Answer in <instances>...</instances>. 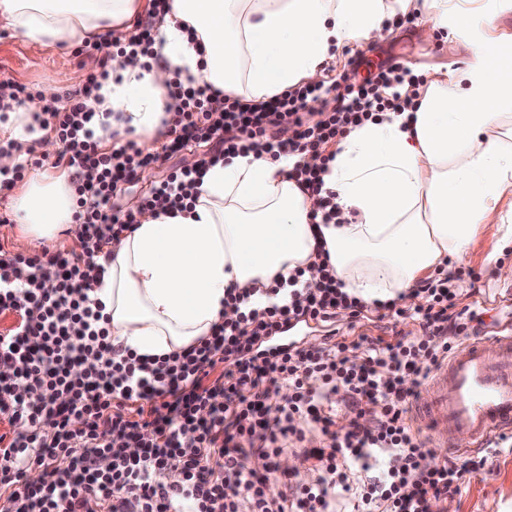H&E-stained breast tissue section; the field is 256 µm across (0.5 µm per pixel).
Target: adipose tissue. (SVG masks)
<instances>
[{
	"label": "adipose tissue",
	"mask_w": 512,
	"mask_h": 512,
	"mask_svg": "<svg viewBox=\"0 0 512 512\" xmlns=\"http://www.w3.org/2000/svg\"><path fill=\"white\" fill-rule=\"evenodd\" d=\"M423 14L429 29L465 10L464 0H169L157 25L160 63L111 59L92 102L110 129L148 142L161 128L174 69L196 83L255 103L322 79L333 48L383 36L392 6ZM151 0H0V28L27 42L74 46L125 39ZM412 124L392 116L351 131L325 188L352 224H315L313 201L291 179L287 158L236 156L211 167L191 211L146 214L112 247L95 295L111 317L114 342L163 355L208 336L225 290L266 288L312 262L325 246L337 278L365 300L411 288L451 256L464 254L487 225L512 238V77L488 67L429 83ZM33 98L0 122V136L55 140L33 130ZM7 206L32 244L75 229L65 173L34 172Z\"/></svg>",
	"instance_id": "ef3b65f1"
}]
</instances>
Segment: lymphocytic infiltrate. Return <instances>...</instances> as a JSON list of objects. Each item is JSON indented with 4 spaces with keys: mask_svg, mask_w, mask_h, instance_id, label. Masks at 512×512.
Wrapping results in <instances>:
<instances>
[{
    "mask_svg": "<svg viewBox=\"0 0 512 512\" xmlns=\"http://www.w3.org/2000/svg\"><path fill=\"white\" fill-rule=\"evenodd\" d=\"M102 67L82 86L45 106L36 121L62 149L79 225L70 247L27 255L0 238V512H432L457 494L464 475L485 472L512 447L501 435L467 455L437 456L410 412L417 389L467 333L456 281L474 269H436L418 288L368 302L336 278L327 252L322 276L305 270L276 280L281 305L254 307L250 288H232L224 306L235 318L183 350L142 356L113 343L104 304L94 296L111 246L135 230L143 212L191 209L205 171L224 158L252 153L296 157L292 176L322 208L324 223L346 218L323 195L335 147L356 127L388 112L419 107L423 75L399 63L373 64L336 95V106L304 116L318 86H296L246 105L209 85L173 79L162 124L175 147L201 149L195 167L169 166L168 150L148 151L123 136L104 141L88 106L109 76L111 56L151 64L149 30L122 41L87 42ZM296 126L288 143L271 127ZM313 154L316 167L302 164ZM157 170L139 206L124 207L119 184ZM350 321L356 332L323 345L278 346L292 324ZM344 424H337L338 412ZM304 473L289 474L286 493L268 481L288 449ZM40 471L39 480L28 477ZM177 480H168L169 472Z\"/></svg>",
    "mask_w": 512,
    "mask_h": 512,
    "instance_id": "1",
    "label": "lymphocytic infiltrate"
}]
</instances>
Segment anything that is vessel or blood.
Wrapping results in <instances>:
<instances>
[{
    "instance_id": "b4317fda",
    "label": "vessel or blood",
    "mask_w": 512,
    "mask_h": 512,
    "mask_svg": "<svg viewBox=\"0 0 512 512\" xmlns=\"http://www.w3.org/2000/svg\"><path fill=\"white\" fill-rule=\"evenodd\" d=\"M427 389L416 419L436 447L463 437L475 450L512 429V333L474 339L434 371Z\"/></svg>"
}]
</instances>
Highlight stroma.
I'll return each mask as SVG.
<instances>
[{
    "mask_svg": "<svg viewBox=\"0 0 512 512\" xmlns=\"http://www.w3.org/2000/svg\"><path fill=\"white\" fill-rule=\"evenodd\" d=\"M510 48L512 0H480L469 16L449 15L447 25L433 31L418 17L404 25L389 19L384 37L336 47L324 77L348 72L350 57L366 49L374 60L404 63L431 81L479 64L483 52L495 55ZM86 61V55L66 45L35 46L0 29V80L28 85L37 93L49 84L60 94L82 84ZM456 263L477 272V279H464L460 286L465 303L484 314L482 322L472 323L468 338L459 340V347H467L472 336L512 330V279L497 274L498 267L512 266V244L501 245L496 226H487ZM451 501L453 512H512V453L492 458L488 473L473 477Z\"/></svg>",
    "mask_w": 512,
    "mask_h": 512,
    "instance_id": "obj_1",
    "label": "stroma"
}]
</instances>
